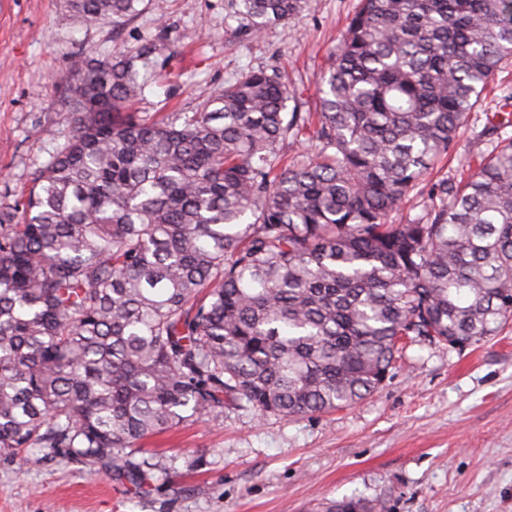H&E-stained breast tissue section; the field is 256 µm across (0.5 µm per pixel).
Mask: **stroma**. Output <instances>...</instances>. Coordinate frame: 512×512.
I'll return each instance as SVG.
<instances>
[{
    "label": "stroma",
    "mask_w": 512,
    "mask_h": 512,
    "mask_svg": "<svg viewBox=\"0 0 512 512\" xmlns=\"http://www.w3.org/2000/svg\"><path fill=\"white\" fill-rule=\"evenodd\" d=\"M359 0H312L288 24L238 37L231 0H142L138 14L79 28L67 0H0V204L69 136L63 79L74 52L107 56L156 41L154 76L134 111H194L201 93L250 70H278L299 111ZM512 64L504 65L432 179L488 153L482 130L500 112L512 139ZM160 468L149 493L91 479L48 448L0 457V512H328L348 498L387 512H512V321L481 343H406L382 388L328 413L258 416L233 405L147 441Z\"/></svg>",
    "instance_id": "obj_1"
}]
</instances>
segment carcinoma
<instances>
[{
	"label": "carcinoma",
	"mask_w": 512,
	"mask_h": 512,
	"mask_svg": "<svg viewBox=\"0 0 512 512\" xmlns=\"http://www.w3.org/2000/svg\"><path fill=\"white\" fill-rule=\"evenodd\" d=\"M69 2L92 26L142 0ZM232 2L246 39L310 6ZM155 50L72 57L71 134L0 211V455L142 489L148 438L226 403L351 406L401 337L477 344L512 319V141L426 180L512 61V0H360L317 112L260 70L144 119ZM415 190L423 214L391 223Z\"/></svg>",
	"instance_id": "1"
}]
</instances>
